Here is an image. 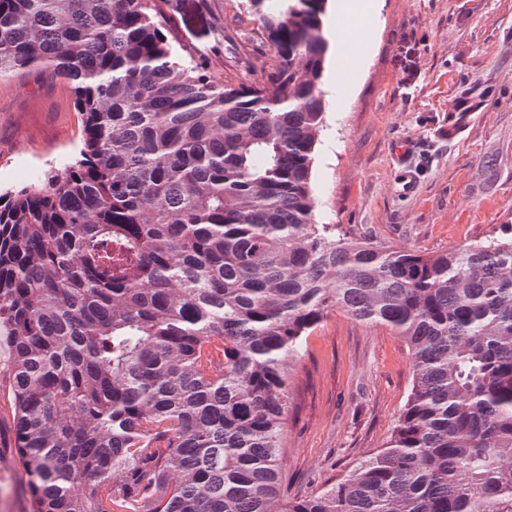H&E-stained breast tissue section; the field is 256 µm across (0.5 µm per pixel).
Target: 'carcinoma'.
<instances>
[{
    "label": "carcinoma",
    "instance_id": "carcinoma-1",
    "mask_svg": "<svg viewBox=\"0 0 512 512\" xmlns=\"http://www.w3.org/2000/svg\"><path fill=\"white\" fill-rule=\"evenodd\" d=\"M0 0V77L53 73L82 147L0 193V353L30 512H512V238L439 254L315 221L327 0H247L275 64L178 58L173 0ZM406 342L386 446L285 495L293 366L332 310Z\"/></svg>",
    "mask_w": 512,
    "mask_h": 512
}]
</instances>
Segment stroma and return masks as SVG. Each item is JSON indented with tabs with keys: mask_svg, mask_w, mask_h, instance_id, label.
<instances>
[{
	"mask_svg": "<svg viewBox=\"0 0 512 512\" xmlns=\"http://www.w3.org/2000/svg\"><path fill=\"white\" fill-rule=\"evenodd\" d=\"M245 0H181L165 34L217 85L274 62ZM365 57L329 49L315 220L377 247L437 254L512 237V0H379ZM344 91L333 89L334 81ZM81 117L37 70L0 78V191L38 186L77 156ZM411 144L408 161L393 147ZM411 168L416 189L401 191ZM405 341L329 312L291 380L282 448L289 498L323 491L383 448L412 387ZM13 414L0 395V512H27Z\"/></svg>",
	"mask_w": 512,
	"mask_h": 512,
	"instance_id": "35a3bbf8",
	"label": "stroma"
}]
</instances>
